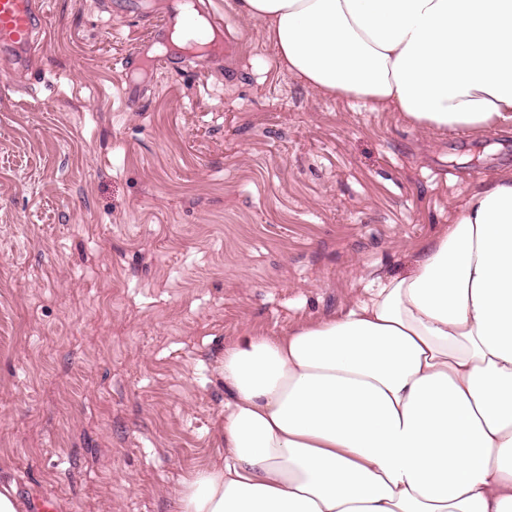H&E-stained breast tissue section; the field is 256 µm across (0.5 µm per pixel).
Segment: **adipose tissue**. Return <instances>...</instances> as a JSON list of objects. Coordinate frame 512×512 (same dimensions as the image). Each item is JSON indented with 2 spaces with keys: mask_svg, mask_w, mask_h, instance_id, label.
Wrapping results in <instances>:
<instances>
[{
  "mask_svg": "<svg viewBox=\"0 0 512 512\" xmlns=\"http://www.w3.org/2000/svg\"><path fill=\"white\" fill-rule=\"evenodd\" d=\"M282 69L415 128L512 132V0H237ZM215 460L176 512H512V168L475 181L407 274L245 334Z\"/></svg>",
  "mask_w": 512,
  "mask_h": 512,
  "instance_id": "1",
  "label": "adipose tissue"
}]
</instances>
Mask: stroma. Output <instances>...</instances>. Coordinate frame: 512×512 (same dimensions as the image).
Returning a JSON list of instances; mask_svg holds the SVG:
<instances>
[{
	"instance_id": "1",
	"label": "stroma",
	"mask_w": 512,
	"mask_h": 512,
	"mask_svg": "<svg viewBox=\"0 0 512 512\" xmlns=\"http://www.w3.org/2000/svg\"><path fill=\"white\" fill-rule=\"evenodd\" d=\"M159 0H45L0 58V477L54 512H174L216 455V367L409 270L512 135L444 136L284 74L204 0L235 63L135 50Z\"/></svg>"
}]
</instances>
